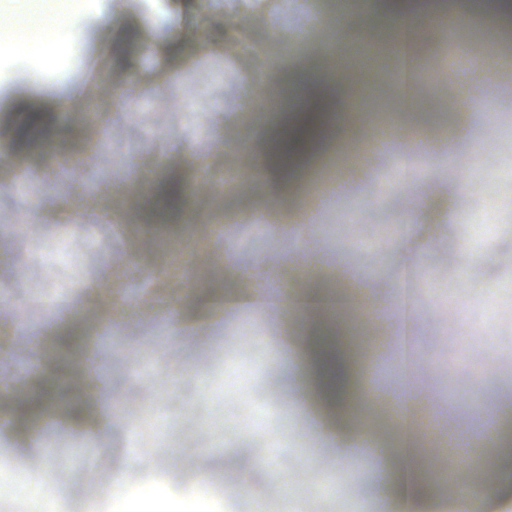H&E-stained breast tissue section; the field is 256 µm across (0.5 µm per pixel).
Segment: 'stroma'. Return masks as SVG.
Instances as JSON below:
<instances>
[{
	"label": "stroma",
	"mask_w": 512,
	"mask_h": 512,
	"mask_svg": "<svg viewBox=\"0 0 512 512\" xmlns=\"http://www.w3.org/2000/svg\"><path fill=\"white\" fill-rule=\"evenodd\" d=\"M82 35L45 64L40 48L0 43V415L52 377L71 395L83 355L102 370L71 421L62 405L0 428V480L16 474L59 492L60 512H133L144 489L177 512H395L380 476L396 424L376 411L367 453L355 437L359 401L322 405L299 386L303 340L321 324L277 310L203 311L191 295L252 294L255 279L284 292L359 286L415 305L396 317L349 320V355L374 345L391 386L417 385L431 407L416 431L450 418L503 425L512 395V29L489 37L482 16H462L449 46L440 28L418 37L413 125L427 150L401 151L390 121L397 95L386 32L342 0H81ZM379 49L385 77L355 125L337 121L338 149L306 180H286L269 151L276 115L254 101L259 58L324 76L329 43ZM491 61L490 92L463 109L449 57ZM72 89L66 110L55 93ZM367 162L345 165L349 152ZM473 183L459 192L461 181ZM177 183L186 206L154 223L157 191ZM419 224L406 254L400 218ZM62 300L58 311L46 303ZM136 303L114 320L112 303ZM85 337L60 361L58 336ZM461 487L482 512H512V452L470 437ZM426 452L432 512H457L442 466ZM209 480L200 484L198 465Z\"/></svg>",
	"instance_id": "1"
}]
</instances>
